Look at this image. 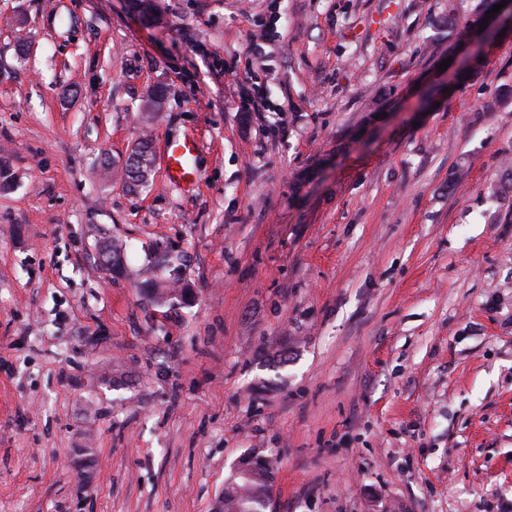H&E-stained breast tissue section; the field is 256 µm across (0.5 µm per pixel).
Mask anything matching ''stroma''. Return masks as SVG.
<instances>
[{
  "instance_id": "1",
  "label": "stroma",
  "mask_w": 512,
  "mask_h": 512,
  "mask_svg": "<svg viewBox=\"0 0 512 512\" xmlns=\"http://www.w3.org/2000/svg\"><path fill=\"white\" fill-rule=\"evenodd\" d=\"M448 1L0 0V512H214L253 455L268 512H512V33L441 70ZM153 151L151 138L143 136L132 151L129 164L123 169V179L135 188L145 187L150 182ZM198 146L195 139H184L182 142L169 144L165 152V169L169 182L178 184L188 176L193 177L195 183L198 171L191 167L197 154ZM181 255L175 254L170 250H162L157 254L156 260L150 269L151 276L144 281L143 293L146 299L155 304H163L173 299L181 298L184 300V292L190 290L186 285L175 288L179 284L180 279L176 276L159 279L155 277L156 269L169 270L176 274L183 265Z\"/></svg>"
}]
</instances>
